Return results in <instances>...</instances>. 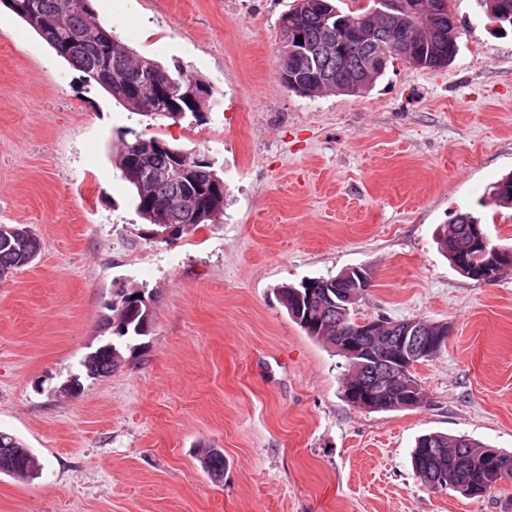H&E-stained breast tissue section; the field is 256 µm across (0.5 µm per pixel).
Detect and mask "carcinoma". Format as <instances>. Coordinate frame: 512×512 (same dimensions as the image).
Listing matches in <instances>:
<instances>
[{
	"instance_id": "obj_1",
	"label": "carcinoma",
	"mask_w": 512,
	"mask_h": 512,
	"mask_svg": "<svg viewBox=\"0 0 512 512\" xmlns=\"http://www.w3.org/2000/svg\"><path fill=\"white\" fill-rule=\"evenodd\" d=\"M449 0H424L429 12L428 24L419 28L409 13L388 24L381 16H370L363 10L343 11L333 0H297L296 7L279 19L281 35L280 78L288 90L304 97L325 93L356 95L370 89L382 74H376L367 84L354 82L353 77L372 57L389 53L415 68L440 69L453 60L448 44V18L452 13ZM32 30L40 32L43 24L56 22L55 33L46 43L56 54L83 74L87 82H95L129 110L145 114L158 124L178 122L168 115L174 104L169 97L157 93L145 80V73L154 71L157 78L181 68L175 64L165 67L145 56L136 54L117 36L102 27L84 5L59 20L58 0H0ZM485 13L500 24L501 30L512 26V0H479ZM373 31V38L364 44L352 39L359 28ZM170 145L157 138L134 135L124 143L118 165L124 179L132 186L137 211L149 224H171L177 235L188 233L202 224H214L224 214V195L212 191V186L224 183L210 162L196 170H183L169 152ZM143 172H162L166 182L152 186L150 194L141 190L136 169ZM489 204L512 208V183L500 180L492 186ZM475 221L469 213H459L443 235L440 247L451 264L464 262L467 277L484 280V258L481 251L464 233L465 226ZM40 251V241L31 229L16 224H0V275L11 274L34 260ZM319 289L314 311L320 313L315 322L297 324L307 335L323 339L331 345L350 335L355 327L352 307L336 312L334 288ZM307 282L299 286L285 284L278 288V298L287 313L299 311L297 292L305 291ZM152 300L146 291L134 298L125 292L112 303V316L105 318L103 328L125 343L147 335L152 318L144 317V301ZM396 323L385 321L370 335L362 337L369 347L365 364L348 367L345 387L363 386L372 380L385 378L394 365L392 337L397 335ZM122 363L121 346L108 341L86 355L83 367L89 377H103ZM399 397L380 393L371 400V411L399 410ZM199 462L212 477L224 475V453L206 448ZM415 475L428 486H435V476L442 471L448 475L443 485L466 496H480L505 478L512 477V453L489 448L466 435L448 436L429 433L418 437L412 452ZM43 465L33 451L16 436L0 431V474L26 480L41 474Z\"/></svg>"
}]
</instances>
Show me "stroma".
Instances as JSON below:
<instances>
[{
  "instance_id": "stroma-1",
  "label": "stroma",
  "mask_w": 512,
  "mask_h": 512,
  "mask_svg": "<svg viewBox=\"0 0 512 512\" xmlns=\"http://www.w3.org/2000/svg\"><path fill=\"white\" fill-rule=\"evenodd\" d=\"M294 0H90L136 52L214 90L199 118L149 124L0 4V224L36 259L0 279V431L41 477L0 475V512H512V478L484 496L424 486V433L512 451V269L460 274L437 239L470 212L512 247V32L450 0L459 51L442 69L395 60L372 90L303 97L279 80ZM206 156L219 223L152 239L118 166L129 133ZM360 267L358 320L424 319L448 336L413 373L425 402L369 412L343 396L346 361L278 302L282 284ZM151 292L152 326L111 374L117 293ZM81 376L75 396L60 385ZM224 453L212 479L197 446ZM121 346L114 340L107 341L86 355L83 367L88 377H103L117 369L122 363Z\"/></svg>"
}]
</instances>
